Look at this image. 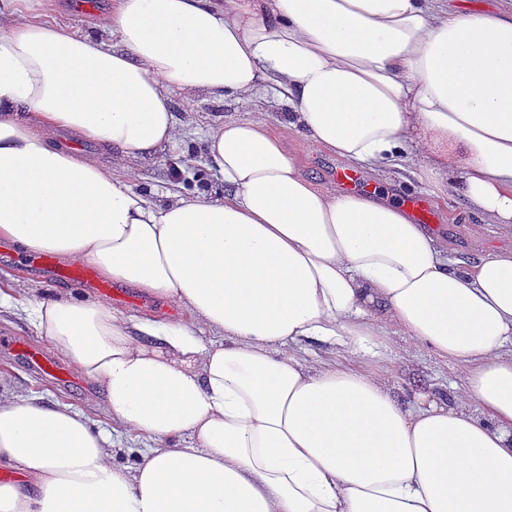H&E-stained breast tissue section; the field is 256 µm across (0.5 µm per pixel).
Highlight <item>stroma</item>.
Returning <instances> with one entry per match:
<instances>
[{
  "instance_id": "35a3bbf8",
  "label": "stroma",
  "mask_w": 512,
  "mask_h": 512,
  "mask_svg": "<svg viewBox=\"0 0 512 512\" xmlns=\"http://www.w3.org/2000/svg\"><path fill=\"white\" fill-rule=\"evenodd\" d=\"M112 6V0H53L51 15L68 26L71 31L90 33L99 18ZM173 110L186 136L175 149H167L158 156L140 160L138 176L131 182L134 190L148 193L154 200H167L169 195H205L219 197L224 193L222 178L207 169L204 160L203 134L208 126L223 119L244 117L245 111L233 101H218L209 96L196 99L193 106H185L181 96H174ZM291 145L308 176L324 188L336 185L334 172L343 164L342 159L318 151L299 135H291ZM365 180L376 192L395 203L405 196L420 194L435 207L439 220L432 230L447 245L449 259L468 262L477 260L495 248L512 247V235L502 232L497 225L478 223L465 207L458 190L449 187L446 177L432 175L413 162L403 168L389 170L384 176L365 173ZM16 248H0V289L7 288L14 279L32 283L30 301L36 302L60 295L87 298V291L51 282L34 272L20 268ZM128 299L114 303V311L131 320L152 318L159 321L190 323V316L173 308L160 298L147 295L131 286H124ZM366 371L377 373L397 395L408 397L413 392L450 391L452 383L460 382L461 372L437 356L428 346L406 336L393 337L387 358L365 366ZM5 373L14 390L24 396L37 397L46 403H64L84 412L97 428L110 429L115 425L99 407L98 388L89 380L64 387L35 372L27 360L16 351L0 347V373Z\"/></svg>"
}]
</instances>
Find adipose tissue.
Returning a JSON list of instances; mask_svg holds the SVG:
<instances>
[{
  "label": "adipose tissue",
  "mask_w": 512,
  "mask_h": 512,
  "mask_svg": "<svg viewBox=\"0 0 512 512\" xmlns=\"http://www.w3.org/2000/svg\"><path fill=\"white\" fill-rule=\"evenodd\" d=\"M33 4L0 0V239L90 262L216 338L0 289L153 441L115 465L119 437L0 374V512H512V249L450 261L403 207L317 186L258 114L205 133L223 198L130 185L182 140L172 94H270L287 132L373 170L461 173L512 230V0H112L107 41ZM58 128L111 163L56 147ZM397 335L463 370L451 396L403 401L362 369ZM309 345L338 363L308 365Z\"/></svg>",
  "instance_id": "1"
}]
</instances>
